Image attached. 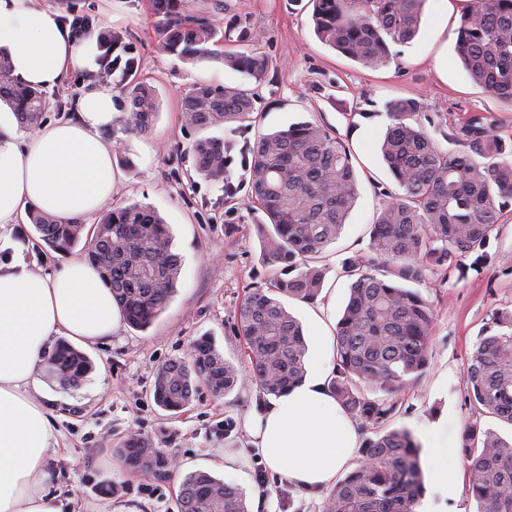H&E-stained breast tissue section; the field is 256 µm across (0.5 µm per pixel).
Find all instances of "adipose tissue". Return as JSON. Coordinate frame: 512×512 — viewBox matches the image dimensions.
<instances>
[{"instance_id": "1", "label": "adipose tissue", "mask_w": 512, "mask_h": 512, "mask_svg": "<svg viewBox=\"0 0 512 512\" xmlns=\"http://www.w3.org/2000/svg\"><path fill=\"white\" fill-rule=\"evenodd\" d=\"M0 52L17 78L41 89L63 86L72 69L96 68L99 54L95 37L69 42L57 12L34 0H0ZM112 106L111 87L88 88L73 116L47 122L28 141L13 113H0V228L30 207L62 222L84 219L111 198L119 173L100 132L114 120ZM121 319L111 289L83 257L47 275L0 265V512H56L44 491L53 429L37 379L47 341L93 342ZM317 340L312 372L243 423L269 471L307 493L332 486L359 445L355 421L329 389L328 330ZM426 454L438 490H447L459 456L441 428L427 432Z\"/></svg>"}]
</instances>
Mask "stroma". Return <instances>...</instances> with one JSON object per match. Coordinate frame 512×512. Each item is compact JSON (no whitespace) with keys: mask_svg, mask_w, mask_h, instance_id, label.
I'll return each mask as SVG.
<instances>
[{"mask_svg":"<svg viewBox=\"0 0 512 512\" xmlns=\"http://www.w3.org/2000/svg\"><path fill=\"white\" fill-rule=\"evenodd\" d=\"M59 16L78 12L96 24L121 32L137 74L156 91L160 105L149 134L127 131L129 108L118 89L122 71L102 73L77 68L67 79L69 92L46 93V119L69 114L76 97L97 85L115 87L111 128L103 139L116 149L120 180L113 202H138L159 211L182 260L177 288L167 309L144 331L121 325L112 336L90 345L91 373L75 387H64L39 369L49 399L54 450L45 485L59 512H180L179 477L205 471L238 487L249 512H321L324 492L307 494L286 479L270 476L248 444L247 414L261 411L264 399L242 355L236 313L245 289L264 288L268 275L261 255L260 211L251 208L248 187L224 198L221 186L196 172L193 143L197 128L185 123L181 97L193 84L237 85L243 76L222 60L187 62L161 50L151 0H35ZM233 14L246 19L252 45L270 61L267 81L251 83L255 110L242 122L241 138L273 132L299 121L317 122L348 142L358 175V199L340 238L317 261L323 288L314 302L287 301L301 322L308 347H315L316 326L335 328L349 296L350 279L341 261L364 250L385 195L397 192L379 153L389 119L387 102L413 98L418 119L445 150V137L475 113L493 119L498 134L512 138V106L490 96L465 72L455 49L460 16L468 0H426L420 33L389 63L370 70L321 43L311 22L310 0H227ZM29 220L0 229V264L23 259L31 271L58 270L64 258L34 248ZM492 263L480 270L435 274L418 291L435 310L429 365L418 382L399 396L389 428H405L422 437L429 426L443 425L452 446H460L473 411L465 400L467 357L496 307H512V204L492 236ZM210 338L241 374L236 387L214 396L198 386L189 407L174 415L153 401L156 372L172 360H184L200 338ZM132 435L154 440L179 468L165 480L123 468L115 450ZM237 459L224 467L225 454ZM423 501L432 512H477L468 493V472L459 468L454 491L445 495L426 486Z\"/></svg>","mask_w":512,"mask_h":512,"instance_id":"obj_1","label":"stroma"}]
</instances>
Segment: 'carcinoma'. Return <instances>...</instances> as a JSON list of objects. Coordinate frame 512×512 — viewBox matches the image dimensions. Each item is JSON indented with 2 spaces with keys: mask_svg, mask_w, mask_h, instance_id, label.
Listing matches in <instances>:
<instances>
[{
  "mask_svg": "<svg viewBox=\"0 0 512 512\" xmlns=\"http://www.w3.org/2000/svg\"><path fill=\"white\" fill-rule=\"evenodd\" d=\"M318 38L368 69L386 65L391 46L411 42L419 31L424 0H312ZM157 33L166 52L185 61L221 57L224 65L256 82L269 75L258 52L229 49L231 33L251 39L247 21L233 17L226 26L187 13L182 0H152ZM456 48L473 83L512 105V0H471L456 30ZM124 61L120 87L129 101L126 127L151 129L159 109L154 88L135 78L137 63ZM0 102L19 126L33 130L42 121L46 95L12 73L0 55ZM414 99L386 105L390 124L379 151L402 193L389 196L372 224L366 251L342 261L352 278L349 297L335 329V362L329 388L336 401L363 428L372 431L362 460L325 497L323 512H416L424 494L421 446L411 431L386 429L398 396L414 386L429 361L434 310L421 293L400 282H421L435 272L470 269L492 261L487 251L503 209L512 200V142L495 133L488 116L475 113L446 134L460 149H442L416 121ZM255 110L245 85L198 84L183 97L185 119L201 130L224 129L227 136L197 140V173L224 186V197L238 192L229 164L240 157V181L271 225L263 261L288 269L290 277L270 278V292L245 293L237 309L244 354L265 396L278 397L299 385L306 373L307 346L300 322L275 295L309 302L321 292L324 274L310 265L341 235L358 198L351 150L327 126L299 122L234 138L238 122ZM38 239L34 247L66 254L79 242L103 273L125 322L145 330L165 310L181 271L172 237L158 211L138 202L116 204L85 232L78 221L61 223L30 214ZM472 258L467 264L465 260ZM49 374L65 386L79 385L91 360L66 342L46 358ZM237 368L207 339L189 360H175L156 373L153 399L173 414L191 402L198 384L219 397L238 383ZM384 394L382 399L368 396ZM466 401L477 414L462 438L468 489L478 512H512V437L481 427V417L512 425V308L488 314L466 368ZM115 453L131 471L172 476L169 458L148 437L131 436ZM180 512H248L243 494L203 471L183 477Z\"/></svg>",
  "mask_w": 512,
  "mask_h": 512,
  "instance_id": "cac0c4a2",
  "label": "carcinoma"
}]
</instances>
